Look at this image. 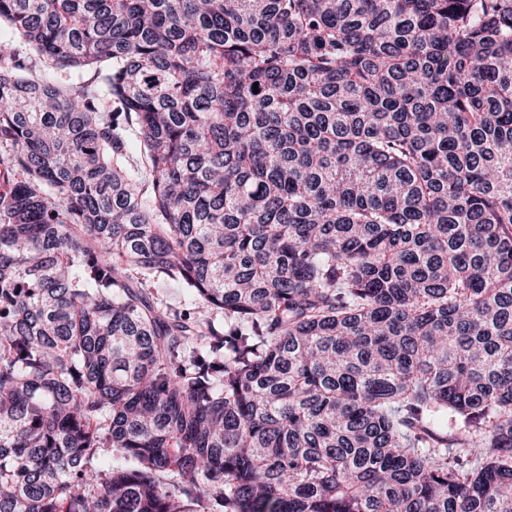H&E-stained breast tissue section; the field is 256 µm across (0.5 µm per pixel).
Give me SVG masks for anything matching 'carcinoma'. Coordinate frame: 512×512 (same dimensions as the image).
Instances as JSON below:
<instances>
[{"label": "carcinoma", "instance_id": "cac0c4a2", "mask_svg": "<svg viewBox=\"0 0 512 512\" xmlns=\"http://www.w3.org/2000/svg\"><path fill=\"white\" fill-rule=\"evenodd\" d=\"M2 25L0 512H512V0Z\"/></svg>", "mask_w": 512, "mask_h": 512}]
</instances>
